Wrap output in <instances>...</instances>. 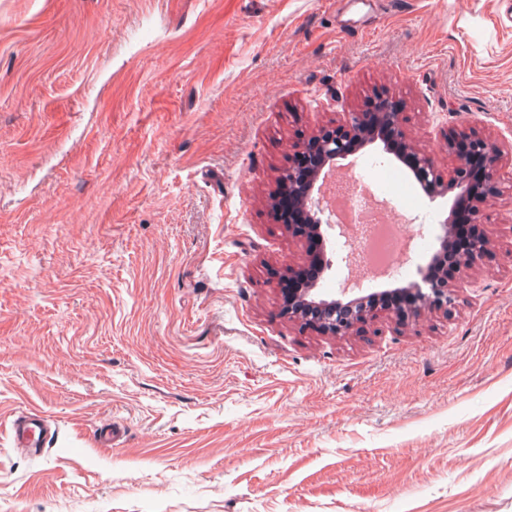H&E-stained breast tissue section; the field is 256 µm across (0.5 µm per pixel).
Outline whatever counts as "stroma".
<instances>
[{
    "label": "stroma",
    "instance_id": "35a3bbf8",
    "mask_svg": "<svg viewBox=\"0 0 512 512\" xmlns=\"http://www.w3.org/2000/svg\"><path fill=\"white\" fill-rule=\"evenodd\" d=\"M379 93L512 147V0H0V512H512V191L448 311L285 312L277 176ZM11 431L17 448H28L36 452L44 442L47 428L43 417L35 414L14 420Z\"/></svg>",
    "mask_w": 512,
    "mask_h": 512
}]
</instances>
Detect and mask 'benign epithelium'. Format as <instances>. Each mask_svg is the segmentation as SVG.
<instances>
[{
  "label": "benign epithelium",
  "instance_id": "1",
  "mask_svg": "<svg viewBox=\"0 0 512 512\" xmlns=\"http://www.w3.org/2000/svg\"><path fill=\"white\" fill-rule=\"evenodd\" d=\"M403 112L390 106L389 101L379 98L375 101L373 112L350 113L347 128L344 130L321 131L294 146V153L288 168L280 176H288V190H293L298 181L297 159L309 153L318 154L323 161L335 162L352 155L357 149L372 144L378 139L375 132L382 131L384 150L399 154V147L406 141ZM444 148L454 156L455 166L448 177L437 169L433 154L424 152L414 157L416 178L424 184L430 197L437 198L453 193L450 201V217L440 224V250H445L451 242L455 215L464 208L470 215V223L482 224L481 205L490 197L502 193L505 178L503 175V150L495 142L478 136L468 127H460L450 133ZM481 159L484 166L485 190L482 196L473 197L465 182L467 169L475 159ZM317 176H312L301 196L305 223L290 224L288 228L296 234L319 241L324 239L322 228L332 230L341 228L332 220L326 199L322 193L314 192ZM492 255V242L482 231L472 242L469 250L453 260L443 272L437 271L435 259L418 267L420 280L403 287L405 291L415 293L419 306L404 311L384 306L380 303L382 293L375 292L365 296L351 298L354 289L342 285L339 297L330 300L320 298L314 293L311 283H306L296 306H288L290 314L309 321L322 334L341 336L349 333L355 326L367 323L384 310L413 321L429 309H446L455 304L456 281L469 276L470 272L484 264Z\"/></svg>",
  "mask_w": 512,
  "mask_h": 512
}]
</instances>
